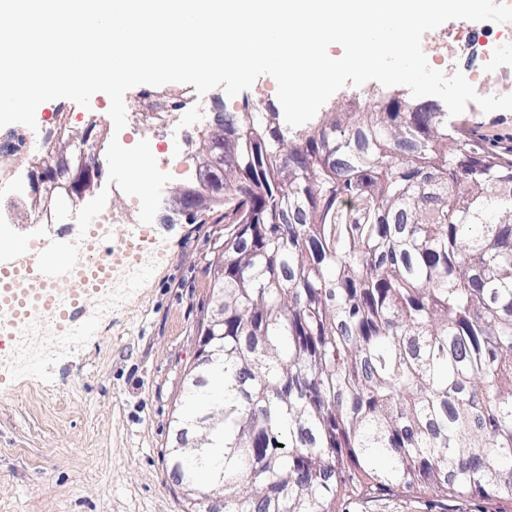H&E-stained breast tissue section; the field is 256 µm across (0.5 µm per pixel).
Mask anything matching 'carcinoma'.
<instances>
[{"mask_svg": "<svg viewBox=\"0 0 512 512\" xmlns=\"http://www.w3.org/2000/svg\"><path fill=\"white\" fill-rule=\"evenodd\" d=\"M216 141L224 407L186 480L224 512H336L344 495L512 500V159L448 113L367 93L290 131L257 106ZM69 150L66 120L41 167Z\"/></svg>", "mask_w": 512, "mask_h": 512, "instance_id": "cac0c4a2", "label": "carcinoma"}]
</instances>
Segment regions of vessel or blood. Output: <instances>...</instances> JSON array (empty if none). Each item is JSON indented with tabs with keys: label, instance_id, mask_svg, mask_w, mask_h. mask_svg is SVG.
I'll list each match as a JSON object with an SVG mask.
<instances>
[{
	"label": "vessel or blood",
	"instance_id": "vessel-or-blood-1",
	"mask_svg": "<svg viewBox=\"0 0 512 512\" xmlns=\"http://www.w3.org/2000/svg\"><path fill=\"white\" fill-rule=\"evenodd\" d=\"M73 266L84 282L105 277L106 265L95 255L84 254L81 261L71 262L67 257H49L33 253L26 270H19L12 254L0 255V310H7L13 322L21 323L39 316L59 327H72L82 315L80 299H73L67 307L55 302L56 285L50 268Z\"/></svg>",
	"mask_w": 512,
	"mask_h": 512
}]
</instances>
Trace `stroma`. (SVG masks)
Instances as JSON below:
<instances>
[{
	"mask_svg": "<svg viewBox=\"0 0 512 512\" xmlns=\"http://www.w3.org/2000/svg\"><path fill=\"white\" fill-rule=\"evenodd\" d=\"M217 100L229 112L279 104L267 75L233 97L220 87L200 95L186 86L179 110L165 119L161 145L183 161L185 172L163 189L144 265L134 275L114 269L111 298L86 304L78 336L51 343L37 369L0 370V512H183L170 463L178 444L175 418L185 410L199 323L213 306L208 265L225 224L223 209L182 211L172 197L193 181L196 141L212 124ZM109 105L102 93L86 108L51 100L37 108L36 121L59 111L72 127L94 122L110 135ZM454 121L485 151L512 155V111L486 114L471 102ZM129 201L103 175L70 223L43 224L22 212L0 235L14 241L67 236L95 223L99 205L123 210ZM336 512H512V501L470 493L445 502L423 491H396L340 498Z\"/></svg>",
	"mask_w": 512,
	"mask_h": 512,
	"instance_id": "35a3bbf8",
	"label": "stroma"
}]
</instances>
